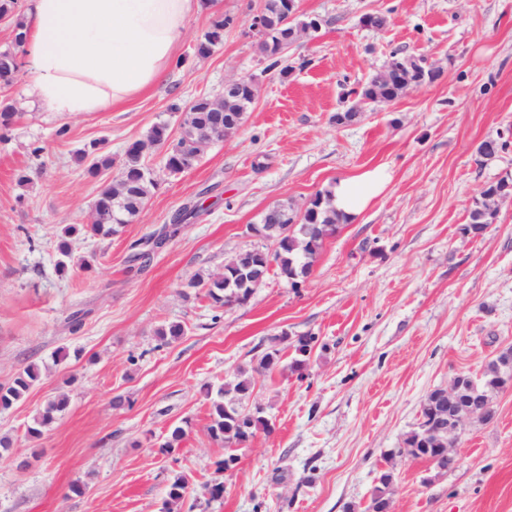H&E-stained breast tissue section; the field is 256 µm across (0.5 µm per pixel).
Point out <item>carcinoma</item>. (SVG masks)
Listing matches in <instances>:
<instances>
[{
	"label": "carcinoma",
	"mask_w": 512,
	"mask_h": 512,
	"mask_svg": "<svg viewBox=\"0 0 512 512\" xmlns=\"http://www.w3.org/2000/svg\"><path fill=\"white\" fill-rule=\"evenodd\" d=\"M5 15L13 24L15 37L20 38V18H18L16 0H0V16ZM230 20L219 16L213 20L210 28L197 40L194 46V53L199 57H205L214 52L224 40V27ZM281 34L278 30L270 31L262 43L265 50V58L270 60V67L274 68L280 64L284 57L281 52ZM393 59L397 62L398 69H378L362 87L359 96L370 98L372 89L379 81H384L388 87V95L395 99L400 94L417 85L428 83L423 78V71L417 68V60H407V55L402 51L393 52ZM167 141V127L164 125L154 126L142 139L136 140L126 150V161L123 168L136 167L145 171V175L139 177L134 196L121 201L113 200L114 187L118 182L104 181L95 204V220L80 228L69 226L64 229L63 234L56 243V251L60 256L57 262L59 271L64 272L69 268L72 260V238L78 234L87 236L108 237L119 232L124 224L132 223L142 212L151 190L157 186V180L147 172L144 156L154 147ZM508 149V141L501 139H490L484 141L478 148V153L485 158H493L499 153ZM195 151V146L187 143L183 138H178L166 148L164 156V168L172 176L181 174L191 166L187 165L186 155ZM81 159H91L88 173L92 176L98 175L112 167L111 154L106 150L105 142H93L90 145L77 151ZM496 211H492L484 203H473L469 211L468 226L478 230H485L487 226L495 223ZM347 222L343 214L338 212L333 205L329 191L325 190L315 194L299 221L298 228L293 233L277 237L273 240V261L275 262L276 274L290 285L307 277L323 247L324 242L335 236L339 226ZM251 258L248 250H241L231 255L224 262V275L220 276L213 272L198 275L189 284L191 288L206 289V296L213 304L222 307L233 302L246 303L253 289L238 285V274L250 272ZM185 328L180 322H169L156 331V335L164 344H168L184 335ZM288 340L287 335H281L271 339V346L257 363L249 369L239 371L235 380L225 383L216 391L215 397L211 398L210 413V435L224 442L226 448H236L251 439L257 432H271V423L266 416V407L252 414L247 410L246 400L252 393V378L255 373L271 372L280 363L281 349L278 345ZM315 343L313 336H301L294 344L295 358L292 368L298 369L303 364L302 356L311 352ZM512 373V364L504 368L493 360L483 369L482 376L477 379L478 389L488 394H495L501 391L502 376ZM40 377L39 369L33 365L25 367L18 372L13 382L7 386H0V409H8L13 403L21 398ZM65 400L59 399L50 402L37 426L28 429L32 438L41 436L40 427L53 422L54 414L61 411ZM396 454H409L414 458H431L434 460V467L440 471L450 469L448 459L437 457L436 445L433 438L417 428L408 432L401 443ZM394 480L393 470L388 468L381 472L377 483L373 487L368 504L364 512H375V507L389 499L391 486ZM187 480L180 475L171 483L165 502V512H171L170 505L180 503L186 494Z\"/></svg>",
	"instance_id": "obj_1"
}]
</instances>
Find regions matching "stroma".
<instances>
[{"label":"stroma","mask_w":512,"mask_h":512,"mask_svg":"<svg viewBox=\"0 0 512 512\" xmlns=\"http://www.w3.org/2000/svg\"><path fill=\"white\" fill-rule=\"evenodd\" d=\"M262 2L219 0L191 16L166 80L109 111L32 109L22 73L0 86V102L16 110L0 138V385L33 363L41 372L0 411V437L13 441L0 454V512H161L181 474L180 512H362L386 468L392 512H512V388L494 397L493 420L467 427L453 470L395 453L429 392L512 345V196L481 235L462 232L483 185L512 180V147L478 153L485 140L512 138V0H297L322 25L289 48L284 75L248 27ZM219 13L230 20L222 44L195 56ZM368 14L386 16V28L365 27ZM395 50L424 57L440 78L361 104ZM244 74L258 93L239 133L210 144L188 172L160 171L117 235L74 238L89 264L58 275L56 242L89 222L100 188L77 150L105 141L120 170L130 143L159 123L178 135L183 109ZM352 107L358 117L337 124ZM378 166L391 183L325 242L300 287L272 273L246 304L221 309L190 287L253 246L247 227L268 207L302 205ZM24 167L32 175L21 186L14 173ZM192 204L195 218L147 262H130L134 244ZM172 321L185 333L166 345L156 331ZM282 334L316 337L311 357L294 371L287 350L281 367L254 374L252 397L272 430L227 450L208 433L206 390ZM62 395L65 410L30 438ZM118 395L124 407H113ZM178 426L186 436L167 448ZM217 482L224 494L214 500Z\"/></svg>","instance_id":"35a3bbf8"}]
</instances>
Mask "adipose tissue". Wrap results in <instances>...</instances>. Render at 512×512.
Masks as SVG:
<instances>
[{"label": "adipose tissue", "instance_id": "ef3b65f1", "mask_svg": "<svg viewBox=\"0 0 512 512\" xmlns=\"http://www.w3.org/2000/svg\"><path fill=\"white\" fill-rule=\"evenodd\" d=\"M205 0H30L27 94L44 112H100L126 102L165 76L189 17ZM387 168L336 181V209L359 215L390 183Z\"/></svg>", "mask_w": 512, "mask_h": 512}]
</instances>
